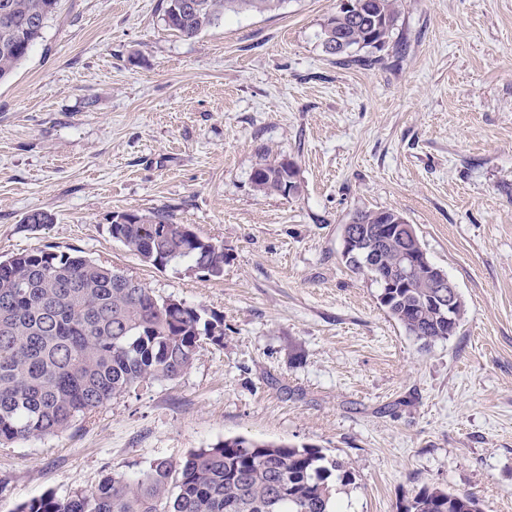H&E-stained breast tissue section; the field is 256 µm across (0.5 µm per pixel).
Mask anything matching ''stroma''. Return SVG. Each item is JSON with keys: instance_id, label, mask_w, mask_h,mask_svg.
<instances>
[{"instance_id": "obj_1", "label": "stroma", "mask_w": 512, "mask_h": 512, "mask_svg": "<svg viewBox=\"0 0 512 512\" xmlns=\"http://www.w3.org/2000/svg\"><path fill=\"white\" fill-rule=\"evenodd\" d=\"M370 65L323 52L338 0H285L188 38L162 0H61L0 82V256L77 249L224 318L182 376L64 433L0 447V512L227 437L309 445L353 473L344 512L420 488L512 512V0H401ZM299 189L261 195V162ZM413 224L465 304L423 345L341 261L360 211ZM53 214L39 228L33 211ZM166 212L223 244L224 275L156 268L107 232ZM285 162L259 163L255 166L251 177L254 190L263 195L289 196L296 193L299 188L297 172H294L295 167L290 161ZM288 171L293 173L288 175Z\"/></svg>"}]
</instances>
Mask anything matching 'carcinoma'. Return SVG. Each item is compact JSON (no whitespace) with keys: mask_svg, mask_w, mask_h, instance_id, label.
<instances>
[{"mask_svg":"<svg viewBox=\"0 0 512 512\" xmlns=\"http://www.w3.org/2000/svg\"><path fill=\"white\" fill-rule=\"evenodd\" d=\"M285 0H163L165 27L194 37L227 13L264 14ZM59 0H0V81L10 78L41 38ZM353 20L338 11L321 25L325 53L385 45L401 0H357ZM251 177L263 195L298 191L288 165L260 163ZM121 225L120 244L157 268L183 262L212 278L224 275V247L200 235L185 238L165 213L136 212ZM393 210L353 217L358 242L377 250L371 269L342 259L369 279L399 276V262L418 251L416 230H391ZM121 270L80 250H24L0 260V445L62 433L80 417L130 391L173 380L193 365L206 340L224 344V318L169 301L144 283L128 288ZM439 289L418 270L404 288H384L378 299L405 332L425 345L448 339V319L434 306ZM343 462L307 446L227 438L183 459L157 458L145 469L107 475L91 491L66 498L47 494L16 512H338L336 485L351 484ZM402 512H482L468 492L424 487Z\"/></svg>","mask_w":512,"mask_h":512,"instance_id":"carcinoma-1","label":"carcinoma"}]
</instances>
